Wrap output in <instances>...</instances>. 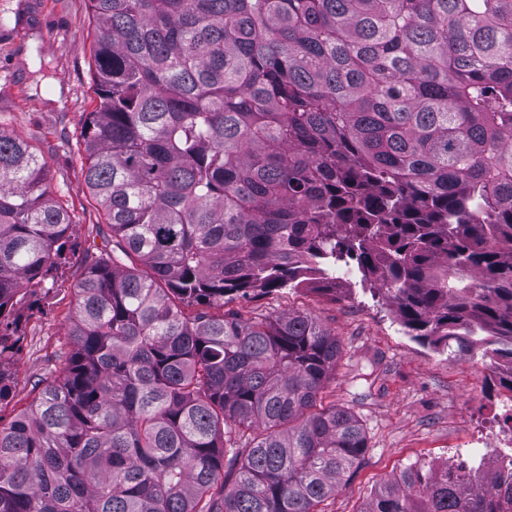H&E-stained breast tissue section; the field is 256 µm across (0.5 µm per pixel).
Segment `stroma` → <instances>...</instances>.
<instances>
[{"label":"stroma","mask_w":512,"mask_h":512,"mask_svg":"<svg viewBox=\"0 0 512 512\" xmlns=\"http://www.w3.org/2000/svg\"><path fill=\"white\" fill-rule=\"evenodd\" d=\"M93 21L88 0H0V131L26 138L44 157L54 196L68 201L76 223L73 250L36 304H22L23 340L0 362L11 398L10 422L55 376L69 345L76 287L110 232L85 184L79 134L92 112ZM336 295L284 290L226 303L251 317L302 310L341 343L322 402L351 411L368 451L341 481L322 512H360L386 478L417 460L439 463L493 419L512 396L505 372L480 358L432 351L403 333L391 307L364 294L357 275L343 276Z\"/></svg>","instance_id":"35a3bbf8"}]
</instances>
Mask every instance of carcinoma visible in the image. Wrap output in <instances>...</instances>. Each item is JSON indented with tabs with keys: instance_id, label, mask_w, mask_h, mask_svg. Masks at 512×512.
Returning a JSON list of instances; mask_svg holds the SVG:
<instances>
[{
	"instance_id": "obj_1",
	"label": "carcinoma",
	"mask_w": 512,
	"mask_h": 512,
	"mask_svg": "<svg viewBox=\"0 0 512 512\" xmlns=\"http://www.w3.org/2000/svg\"><path fill=\"white\" fill-rule=\"evenodd\" d=\"M85 183L112 247L58 376L0 425V512H320L368 448L337 338L206 309L336 271L432 349L512 365V0H88ZM0 132V360L72 218ZM416 462L361 512H498Z\"/></svg>"
}]
</instances>
